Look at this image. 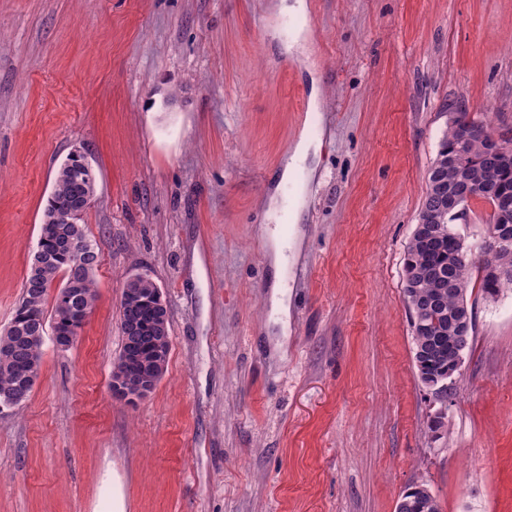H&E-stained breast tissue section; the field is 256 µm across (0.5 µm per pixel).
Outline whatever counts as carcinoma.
<instances>
[{
    "label": "carcinoma",
    "mask_w": 512,
    "mask_h": 512,
    "mask_svg": "<svg viewBox=\"0 0 512 512\" xmlns=\"http://www.w3.org/2000/svg\"><path fill=\"white\" fill-rule=\"evenodd\" d=\"M460 121L488 127L485 121L467 112L466 107L458 108L457 119L447 122L436 158L427 172L428 179H434L440 172V167L448 162V154H465L466 169L463 177L474 191L461 198V206H466L473 198L483 199L490 206L487 233L502 230L508 234L509 242L489 258L477 257L471 252L464 236L455 229L453 216L443 224L441 237L436 241L424 244L416 237L410 238L403 261L407 306L411 307L425 300L431 293V271L439 274L443 281L450 282L452 286V291L445 292L441 297L439 312L448 313V322L442 324L440 332L437 333L441 343L434 346L430 336H412V353L423 352L420 363L439 376L452 370L457 357L449 341L457 336L468 339L473 336L475 324L471 297L474 284H479V290L486 299H494L501 292L512 290V223H502V201L506 199L512 205V154L503 155L493 161L487 156L483 141L475 139L468 143L461 142L457 131ZM78 193L79 188L75 184L72 170L67 166L60 167L43 218L47 219L66 208ZM437 204L448 206V186H443L440 191L425 192L419 214H424ZM71 233L85 235L84 225L43 222L40 224L37 241L44 256L48 277H60L65 283L72 277L63 244ZM75 288V295L80 302L94 305L97 300L94 269L75 277ZM48 296L49 291L39 282L26 279L22 300L12 317L17 333L13 336L0 332V405L3 404L4 397L15 393L25 381L28 367L24 357L42 362L47 332L35 334L34 320L30 316L46 318L44 303ZM152 322L160 325V328L149 335L150 350L145 355L149 357L159 349L167 357L170 352L168 311L161 310L159 316L153 317Z\"/></svg>",
    "instance_id": "1"
}]
</instances>
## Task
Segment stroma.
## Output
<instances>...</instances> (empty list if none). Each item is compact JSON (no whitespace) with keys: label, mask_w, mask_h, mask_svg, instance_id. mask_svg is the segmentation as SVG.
Returning <instances> with one entry per match:
<instances>
[{"label":"stroma","mask_w":512,"mask_h":512,"mask_svg":"<svg viewBox=\"0 0 512 512\" xmlns=\"http://www.w3.org/2000/svg\"><path fill=\"white\" fill-rule=\"evenodd\" d=\"M0 0V330L59 166L82 148L98 299L0 409V512H512V291L477 299L445 426L403 258L446 115L512 134V0ZM288 324L264 227L300 140ZM162 291L166 370L112 395L119 307Z\"/></svg>","instance_id":"35a3bbf8"}]
</instances>
